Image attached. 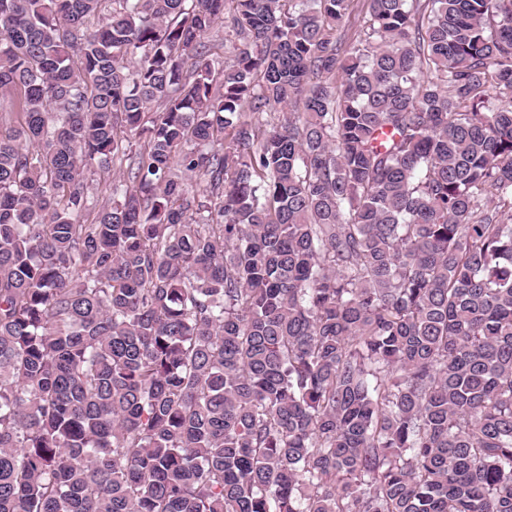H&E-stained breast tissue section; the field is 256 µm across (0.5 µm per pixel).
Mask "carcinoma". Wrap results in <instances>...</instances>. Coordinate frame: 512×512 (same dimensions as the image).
Wrapping results in <instances>:
<instances>
[{"label": "carcinoma", "instance_id": "obj_1", "mask_svg": "<svg viewBox=\"0 0 512 512\" xmlns=\"http://www.w3.org/2000/svg\"><path fill=\"white\" fill-rule=\"evenodd\" d=\"M354 2L0 0V512H512V0Z\"/></svg>", "mask_w": 512, "mask_h": 512}]
</instances>
